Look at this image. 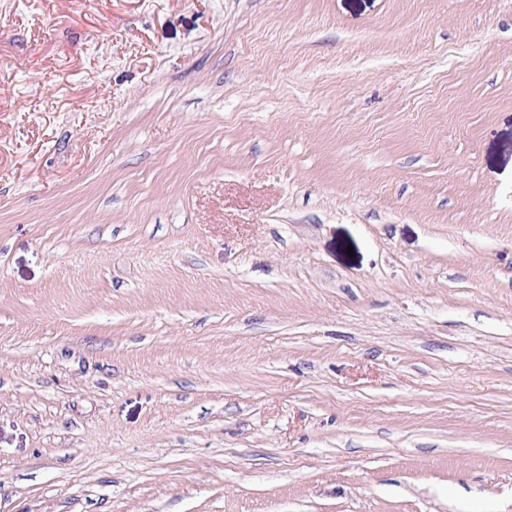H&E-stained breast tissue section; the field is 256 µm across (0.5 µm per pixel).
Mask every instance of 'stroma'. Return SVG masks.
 <instances>
[{
    "instance_id": "obj_1",
    "label": "stroma",
    "mask_w": 512,
    "mask_h": 512,
    "mask_svg": "<svg viewBox=\"0 0 512 512\" xmlns=\"http://www.w3.org/2000/svg\"><path fill=\"white\" fill-rule=\"evenodd\" d=\"M0 512H512V0H0Z\"/></svg>"
}]
</instances>
